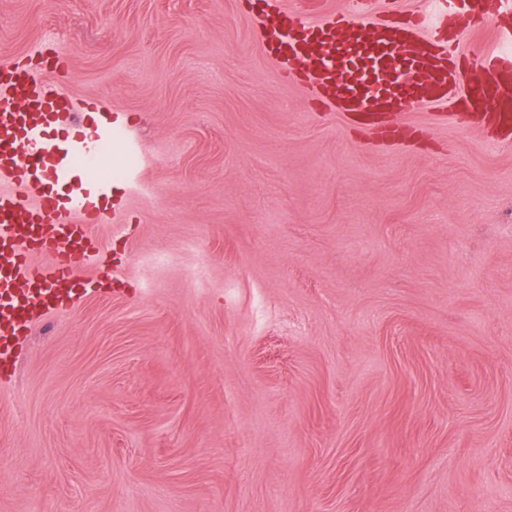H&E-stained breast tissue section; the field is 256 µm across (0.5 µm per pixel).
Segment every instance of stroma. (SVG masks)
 Listing matches in <instances>:
<instances>
[{
  "instance_id": "1",
  "label": "stroma",
  "mask_w": 512,
  "mask_h": 512,
  "mask_svg": "<svg viewBox=\"0 0 512 512\" xmlns=\"http://www.w3.org/2000/svg\"><path fill=\"white\" fill-rule=\"evenodd\" d=\"M244 0H0L144 159L111 277L0 379V512H512V142L384 141L278 80Z\"/></svg>"
}]
</instances>
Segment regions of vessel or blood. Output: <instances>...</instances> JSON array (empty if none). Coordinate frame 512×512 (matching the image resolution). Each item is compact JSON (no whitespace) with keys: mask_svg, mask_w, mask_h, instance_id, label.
<instances>
[{"mask_svg":"<svg viewBox=\"0 0 512 512\" xmlns=\"http://www.w3.org/2000/svg\"><path fill=\"white\" fill-rule=\"evenodd\" d=\"M512 0H432L430 21L374 0H350L345 12L309 19L276 10L265 49L280 81L301 80L335 112L364 115L389 129L403 103L454 111L479 109L494 95L495 125L512 130V52L444 43L439 21L454 16L465 34ZM65 56L43 51L39 66L0 62V368H13L16 345L35 315L71 311L81 272L102 250L92 227L110 221L107 147L130 126L103 101L79 99L60 79Z\"/></svg>","mask_w":512,"mask_h":512,"instance_id":"1","label":"vessel or blood"}]
</instances>
